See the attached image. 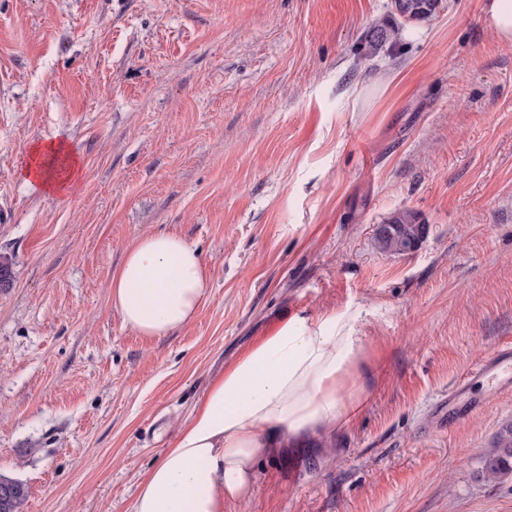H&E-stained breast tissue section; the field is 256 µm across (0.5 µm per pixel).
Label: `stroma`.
I'll use <instances>...</instances> for the list:
<instances>
[{"label": "stroma", "instance_id": "stroma-1", "mask_svg": "<svg viewBox=\"0 0 512 512\" xmlns=\"http://www.w3.org/2000/svg\"><path fill=\"white\" fill-rule=\"evenodd\" d=\"M390 0H0V474L24 512H130L211 380L282 315L363 302L385 370L322 444L278 449L224 512H512L484 479L512 425L486 380L512 340V45L485 0H445L395 53L365 54ZM82 173L46 194L30 147ZM415 213L417 250L375 227ZM202 254L197 317L129 329L112 275L140 237ZM79 160L65 141L36 142L22 172L24 181L44 192H62L78 173ZM387 224H393L392 229L387 234L376 236L378 247L384 252H412L427 234V225L420 224L417 216L410 211L396 213ZM512 366V341L501 343L491 355L485 356L461 377L448 390V412H452L457 420L470 415L472 408L467 406L465 395L469 382L475 377L497 376L504 368ZM447 401V402H446Z\"/></svg>", "mask_w": 512, "mask_h": 512}]
</instances>
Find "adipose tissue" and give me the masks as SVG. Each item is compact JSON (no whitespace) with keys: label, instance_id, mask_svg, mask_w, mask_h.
Returning <instances> with one entry per match:
<instances>
[{"label":"adipose tissue","instance_id":"obj_1","mask_svg":"<svg viewBox=\"0 0 512 512\" xmlns=\"http://www.w3.org/2000/svg\"><path fill=\"white\" fill-rule=\"evenodd\" d=\"M78 167L68 143L40 141L22 177L56 193ZM205 288L195 246L172 232L148 234L112 277V307L139 335L166 336L195 318ZM365 314L359 302L296 312L226 364L141 481L131 512H224L250 493L259 458L350 425L380 377L365 355Z\"/></svg>","mask_w":512,"mask_h":512}]
</instances>
